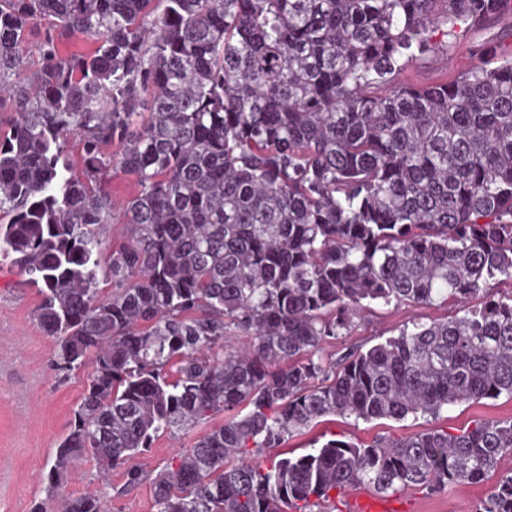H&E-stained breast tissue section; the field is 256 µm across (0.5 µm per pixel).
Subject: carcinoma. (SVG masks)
<instances>
[{
  "mask_svg": "<svg viewBox=\"0 0 512 512\" xmlns=\"http://www.w3.org/2000/svg\"><path fill=\"white\" fill-rule=\"evenodd\" d=\"M504 2L0 0V252L59 368L93 361L38 512H106L63 492L83 454L124 467L120 493L150 482L156 512H329L333 492L478 484L512 454V421H484L258 460L327 416L512 398V290L488 296L512 284V58L397 81ZM72 37L97 47L60 53ZM117 170L138 184L119 204ZM374 302L459 313L324 357ZM219 414L155 476L129 464ZM479 512H512V475Z\"/></svg>",
  "mask_w": 512,
  "mask_h": 512,
  "instance_id": "carcinoma-1",
  "label": "carcinoma"
}]
</instances>
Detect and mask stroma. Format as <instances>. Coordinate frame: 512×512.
I'll return each mask as SVG.
<instances>
[{"label": "stroma", "mask_w": 512, "mask_h": 512, "mask_svg": "<svg viewBox=\"0 0 512 512\" xmlns=\"http://www.w3.org/2000/svg\"><path fill=\"white\" fill-rule=\"evenodd\" d=\"M489 43L495 45L498 60L512 58L511 10L469 26L449 51L409 63L400 79L427 85L454 78L482 65L477 50ZM1 270L9 273L11 282L0 288V512H35L46 499L42 476L69 432L89 370L58 369L55 343L35 319L40 303L37 287L11 258L0 255ZM447 313V308L439 305H375L350 335L329 341L324 353L337 359L350 349H367L398 335L404 325L442 318ZM484 420H512V398L503 395L452 405L436 418L426 415L401 421H364L328 416L314 428L293 434L280 447L265 449L262 459L277 460L287 453L299 456L330 439L368 444L380 436L401 439L433 428L453 432ZM220 422L216 416L178 437L161 435L132 463L144 472L157 473L178 449L191 447L198 436ZM511 473L512 455H507L501 458L495 475L482 483L451 485L441 492L413 486L387 493L386 498L407 512H477L499 477Z\"/></svg>", "instance_id": "35a3bbf8"}]
</instances>
